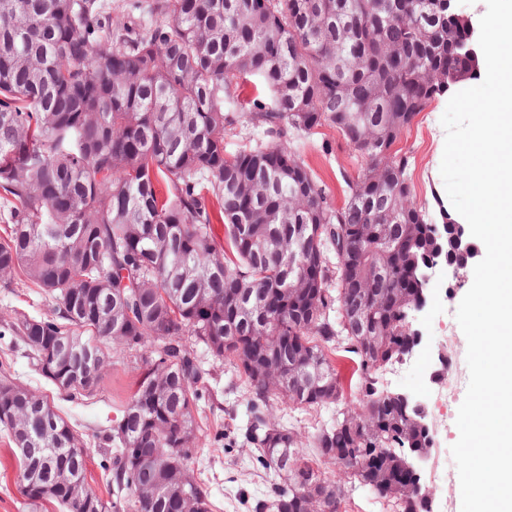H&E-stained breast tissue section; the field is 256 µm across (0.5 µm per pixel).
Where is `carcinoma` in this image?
<instances>
[{"instance_id":"carcinoma-1","label":"carcinoma","mask_w":512,"mask_h":512,"mask_svg":"<svg viewBox=\"0 0 512 512\" xmlns=\"http://www.w3.org/2000/svg\"><path fill=\"white\" fill-rule=\"evenodd\" d=\"M149 14L114 29L108 0H0V288H37L54 303L44 317L16 313L0 337H20L46 381L69 380L70 398L100 389L108 342L142 363L102 435L109 500L87 483L83 435L1 370L0 429L18 486L29 503L63 512H73L76 488L97 512H181L185 495L210 512L187 468L211 376L200 345L244 383L249 415L230 445L285 476L251 512H307L302 492L312 487L327 491L314 512H340L344 489L310 464L271 402L336 408L312 448L325 459L356 449L351 481L361 486L370 457L392 463L424 444L413 412L371 375L366 426L339 430L347 413L328 351L356 355L365 372L406 356L413 295L390 257L402 247L422 262L435 230L411 201L410 159L394 146L478 67L458 48L468 29L448 0H152ZM246 81L270 92L247 102L269 141L229 151L224 132L238 122ZM325 125L370 160L341 205L283 146L289 133ZM380 162L384 194L367 190ZM294 192L308 211H288ZM350 244L354 268L340 260ZM303 261L316 269L312 302L296 297L266 321L261 303L288 291ZM359 279L369 301L361 326L341 308ZM270 362L285 377L279 390L267 383ZM405 486L396 474L378 498L392 512H429Z\"/></svg>"}]
</instances>
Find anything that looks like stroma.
Masks as SVG:
<instances>
[{
    "label": "stroma",
    "mask_w": 512,
    "mask_h": 512,
    "mask_svg": "<svg viewBox=\"0 0 512 512\" xmlns=\"http://www.w3.org/2000/svg\"><path fill=\"white\" fill-rule=\"evenodd\" d=\"M446 106V100L434 101L417 116L396 143L397 149L410 158L412 200L426 208L431 222L435 224L441 223L443 211L452 208L439 173L444 150L440 141L443 130L441 117ZM286 146L326 185L330 199L337 205L343 204L346 199L347 179L356 176L366 166L365 159L347 144L335 128L329 126L287 140ZM471 285L468 279H450L445 261L437 262L430 283V300L415 323L423 334V343L412 359L427 365L439 356L443 358L445 367L436 375L429 371L420 378L406 375L393 388L394 393L408 395L424 405L426 416L431 419L435 416L434 409L429 406L432 389L445 384L453 387L448 411V435L435 437L428 457L429 462H442L444 468L440 481L432 486L433 512H461L459 477L449 446L459 437L455 418L469 380L467 342L465 336L458 333L455 312ZM51 308V303L35 289L8 291L0 288V323L11 321L18 310L42 317ZM440 322L458 333L456 346L445 352L440 351L436 341V325ZM140 365L141 361L135 355L123 351L118 345H111L103 389L94 396L71 400L59 394L39 375L26 357L24 345L18 337L7 335L0 338V366L29 390L46 396L83 435L88 448L87 480L101 494L106 491L102 463L109 449L101 445L98 436L115 419L128 399ZM207 367L213 373L209 381L211 395L201 400L195 416L199 443L198 451L190 461V470L208 487L212 512H247L241 501L242 496H263L274 474L261 466L254 451L247 448L229 449V431L246 420L247 397L233 388L235 373L229 365L212 360ZM7 446L8 439L0 431V512H58L57 507L48 502L34 511L26 506L18 490L17 469L7 452ZM319 468L328 479L344 487L346 496L341 512H390L387 505L377 500L367 488L351 483L344 477L335 464L323 461Z\"/></svg>",
    "instance_id": "1"
}]
</instances>
